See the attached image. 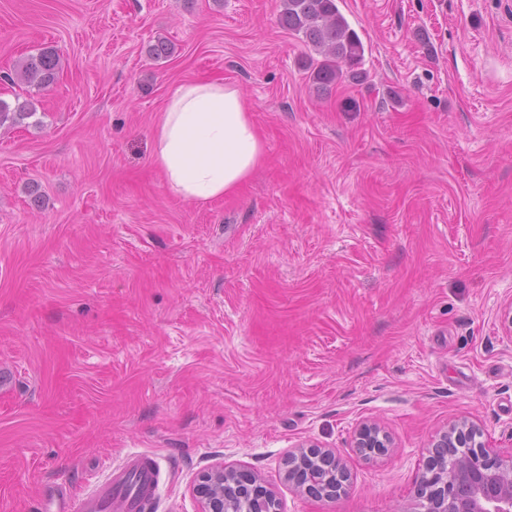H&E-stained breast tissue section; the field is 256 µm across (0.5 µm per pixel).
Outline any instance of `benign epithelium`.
Segmentation results:
<instances>
[{"instance_id": "benign-epithelium-1", "label": "benign epithelium", "mask_w": 512, "mask_h": 512, "mask_svg": "<svg viewBox=\"0 0 512 512\" xmlns=\"http://www.w3.org/2000/svg\"><path fill=\"white\" fill-rule=\"evenodd\" d=\"M480 436V428L467 419L435 433L415 478L417 506L410 512H512V454L488 447ZM352 448L372 461L388 455L393 443L380 426L364 423L355 432ZM312 459L326 479L313 481L305 475ZM284 479L301 494L334 501L345 496L350 473L336 450L302 445L288 453ZM194 491L201 512H254L258 501L269 504L267 512L280 510L275 492L257 475L222 463L201 471Z\"/></svg>"}]
</instances>
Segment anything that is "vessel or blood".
<instances>
[{"label": "vessel or blood", "mask_w": 512, "mask_h": 512, "mask_svg": "<svg viewBox=\"0 0 512 512\" xmlns=\"http://www.w3.org/2000/svg\"><path fill=\"white\" fill-rule=\"evenodd\" d=\"M159 478L160 468L152 457L132 456L112 470L107 483L79 501L78 512H141Z\"/></svg>", "instance_id": "b4317fda"}]
</instances>
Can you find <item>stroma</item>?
Returning a JSON list of instances; mask_svg holds the SVG:
<instances>
[{
  "label": "stroma",
  "mask_w": 512,
  "mask_h": 512,
  "mask_svg": "<svg viewBox=\"0 0 512 512\" xmlns=\"http://www.w3.org/2000/svg\"><path fill=\"white\" fill-rule=\"evenodd\" d=\"M336 4L364 55L322 84L281 0H0V99L27 97L19 57L61 58L0 129V512L76 502L137 454L154 512H200L216 462L281 512H407L438 429L512 451V0ZM196 80L237 87L264 146L200 204L153 162ZM365 422L394 443L374 462ZM305 443L344 457V497L284 481ZM17 102L11 108L8 102L0 99V128L18 125L25 118H29L36 113L34 102L31 99H26L23 102L17 100ZM352 448L364 460L372 461L388 455L393 443L376 423H364L355 432Z\"/></svg>",
  "instance_id": "35a3bbf8"
}]
</instances>
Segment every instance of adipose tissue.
<instances>
[{"mask_svg":"<svg viewBox=\"0 0 512 512\" xmlns=\"http://www.w3.org/2000/svg\"><path fill=\"white\" fill-rule=\"evenodd\" d=\"M263 147L240 91L220 81L179 84L157 120L154 163L168 190L204 203L233 192Z\"/></svg>","mask_w":512,"mask_h":512,"instance_id":"obj_1","label":"adipose tissue"}]
</instances>
